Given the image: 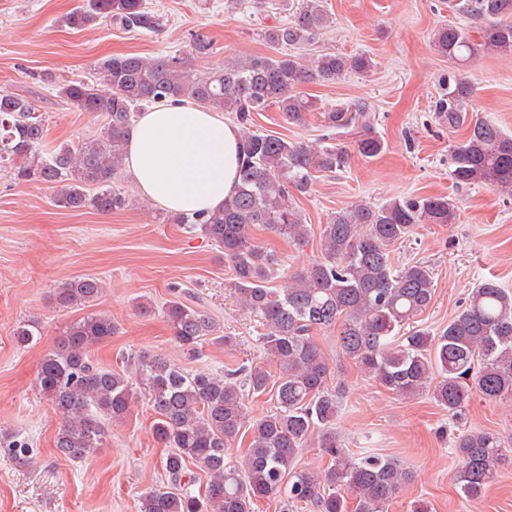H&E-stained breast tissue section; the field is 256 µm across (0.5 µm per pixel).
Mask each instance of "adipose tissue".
<instances>
[{"instance_id": "1", "label": "adipose tissue", "mask_w": 512, "mask_h": 512, "mask_svg": "<svg viewBox=\"0 0 512 512\" xmlns=\"http://www.w3.org/2000/svg\"><path fill=\"white\" fill-rule=\"evenodd\" d=\"M239 142L222 112L168 100L139 115L123 168L137 194L164 210L207 214L235 191Z\"/></svg>"}]
</instances>
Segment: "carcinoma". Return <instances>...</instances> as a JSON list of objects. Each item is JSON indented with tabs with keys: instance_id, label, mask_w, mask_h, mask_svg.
Wrapping results in <instances>:
<instances>
[{
	"instance_id": "obj_1",
	"label": "carcinoma",
	"mask_w": 512,
	"mask_h": 512,
	"mask_svg": "<svg viewBox=\"0 0 512 512\" xmlns=\"http://www.w3.org/2000/svg\"><path fill=\"white\" fill-rule=\"evenodd\" d=\"M322 2L300 0L293 20L264 29L263 40L276 49L312 41L330 23ZM458 10L482 25L475 35L453 23L434 31V49L448 62L458 67L481 53L512 55V0H464ZM98 18L125 31L156 33L163 27L145 0H86L61 24L80 29ZM212 52L210 35L199 29L182 55L113 56L97 65L94 82L58 84L61 98L100 114L102 124L91 137L47 151L46 118L35 103L0 90V170L20 183L52 189L54 206L68 211L111 214L130 205L117 177L126 136L144 105L192 99L232 114L241 130L238 184L224 207L209 214L167 213L162 223L183 224L224 250L241 301L264 319L262 341L275 371L259 363L223 375L190 373L148 352L127 357L128 370L114 371L89 355L92 346L114 333L112 319L88 313L65 328L57 347L43 356L35 379L39 394L63 420L57 452L73 462L91 456L104 445L106 425L124 418L142 398L155 415V438L168 451L161 459L166 481L139 496L137 512H252L258 498H278L286 507L310 504L317 512H383L410 480L409 473L395 458L357 459L338 442L339 398L329 388L334 368L316 335L335 329L338 357L353 361L399 396L431 393L454 416L475 396L512 400V292L485 279L439 335L405 331L430 307L434 281L423 264L394 266L390 247L418 224L455 223L456 207L443 195L355 203L332 213L320 227L318 259L281 287H270L277 260L255 242L254 228L268 226L297 244L305 242L310 229L290 193L303 194L316 175L346 168L350 154L334 144L306 145L260 133L254 130L253 113L275 106L294 125L318 113L329 131L354 124V149L374 158L384 143L366 103L325 109L302 91L310 83L368 73L374 62L366 54L329 52L308 66L282 53L197 69L195 62ZM472 93L467 81L448 71L437 112L450 125L464 122L463 106ZM450 161L458 184L512 189V134L493 121L470 123ZM102 293L100 278L83 275L58 285L55 300L63 308L82 310ZM162 311L189 357L198 356L208 341L234 343L233 337L219 335L208 312L178 295ZM42 333L36 322L18 330L23 344L37 342ZM266 394L272 409L248 420L246 397ZM248 421L249 446L243 460L235 462L229 447ZM312 441L327 454L329 465L297 467L300 451ZM456 448V484L464 496L479 498L503 463L505 446L498 435L475 430L462 435ZM2 453L19 467L33 464L30 440L22 434L1 436ZM193 467L208 477L199 496L188 491Z\"/></svg>"
}]
</instances>
